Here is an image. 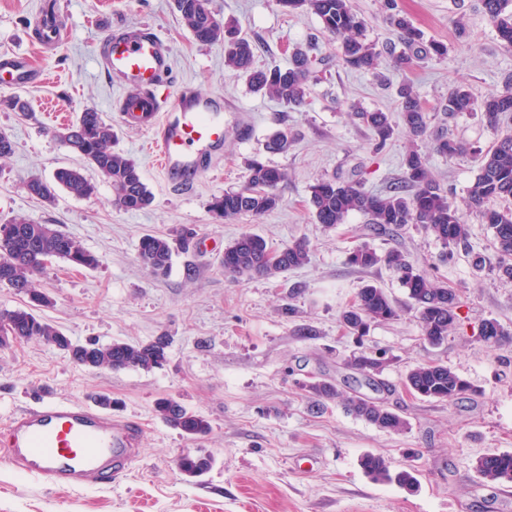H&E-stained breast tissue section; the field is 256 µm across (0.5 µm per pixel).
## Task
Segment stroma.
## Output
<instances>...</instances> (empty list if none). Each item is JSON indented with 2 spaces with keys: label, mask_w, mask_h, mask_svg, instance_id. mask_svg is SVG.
<instances>
[{
  "label": "stroma",
  "mask_w": 512,
  "mask_h": 512,
  "mask_svg": "<svg viewBox=\"0 0 512 512\" xmlns=\"http://www.w3.org/2000/svg\"><path fill=\"white\" fill-rule=\"evenodd\" d=\"M48 3L62 22L51 52L29 30L31 18ZM351 3L366 21L368 40L400 45L382 0ZM396 3L425 39L446 46L444 57L400 68L385 55L373 74L333 65L311 83L305 105L290 108L251 91L245 77L226 68L222 44L196 42L175 0H0V57L25 53L35 74L28 85L0 86V97L18 96L34 111L26 118L0 110V132L14 144L12 154L0 159V224L51 225L100 258L93 270L59 260L48 264L37 279L52 301L43 314L76 344L169 339L166 363L149 371L79 367L38 340L0 349V423L46 394L86 404L106 394L113 416L137 422L143 432L140 459L109 486L50 487L0 465V512H512V485L487 481L475 469L484 454L512 453V346L493 349L479 337L487 318L512 330V280L476 270L471 259L492 255V229L467 214L469 250L442 264L441 243L421 227L374 236L362 215L328 229L312 214L311 187L318 180L356 171L366 190L382 194L402 174L408 134L398 130L382 153H374V136L352 116L353 107L397 113L404 83L431 107L455 84L482 97L512 82V48L500 42L481 0ZM209 7L252 41L258 66L288 67L297 48L312 56L336 51V40L309 11H286L277 0H209ZM110 27L164 36L174 68L159 95L171 99L188 86L223 102L224 146L192 186L169 183L148 150L149 134L124 124L116 102L131 90L106 77L97 52ZM87 108L111 123L114 150L137 161L154 195L147 209H119L103 180L92 197L63 193L52 205L28 194L31 178L48 180L58 167L79 164L55 133ZM509 127L511 120L496 129L467 112L445 127L432 122L430 137L419 146L433 178L454 201L465 199L477 162L466 153L436 154L433 134L445 128L464 144L487 147ZM282 128L295 137L291 147L265 152L267 137ZM255 156L286 172L281 207L259 217L216 219L212 198L246 185L247 162ZM181 225L193 228L195 238L187 249L173 251L165 274L153 275L138 260L142 236ZM245 233L261 235L275 249L306 239L310 260L276 277L232 278L222 266L224 249ZM363 242L380 252L399 249L420 267L436 268L458 294L457 322L447 342L432 346L424 340L392 270L349 264L350 252ZM367 283L384 289L401 315L370 324L359 338L341 326L339 315ZM303 327L312 335H300ZM365 348L385 351L379 376L385 388L364 386L360 392L404 416L409 425L402 433L379 430L336 403L316 410L299 387L312 377L343 383L352 374L346 358ZM425 362L447 364L476 386V395L455 401L411 396L401 382ZM163 397L206 417L209 433L192 440L165 423L154 410ZM186 451L211 454V471L187 479L176 466ZM368 452L414 472L416 488L370 480L360 466Z\"/></svg>",
  "instance_id": "1"
}]
</instances>
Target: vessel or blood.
<instances>
[{"instance_id":"obj_1","label":"vessel or blood","mask_w":512,"mask_h":512,"mask_svg":"<svg viewBox=\"0 0 512 512\" xmlns=\"http://www.w3.org/2000/svg\"><path fill=\"white\" fill-rule=\"evenodd\" d=\"M100 56L111 78L138 90L119 105L124 123L152 133L166 179L193 184L201 160L224 139L223 112L198 98L156 96L170 71L168 46L156 33L108 32ZM141 436L138 424L91 405L44 398L0 428V464L50 486L106 485L137 458Z\"/></svg>"}]
</instances>
